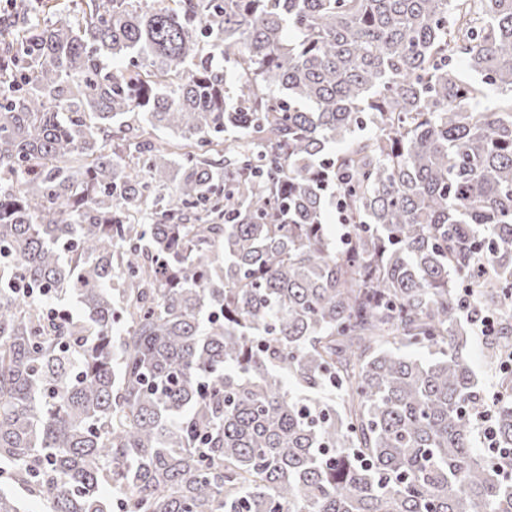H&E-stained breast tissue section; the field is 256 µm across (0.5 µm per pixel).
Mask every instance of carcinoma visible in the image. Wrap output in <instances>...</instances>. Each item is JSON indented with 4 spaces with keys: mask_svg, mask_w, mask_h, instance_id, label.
<instances>
[{
    "mask_svg": "<svg viewBox=\"0 0 512 512\" xmlns=\"http://www.w3.org/2000/svg\"><path fill=\"white\" fill-rule=\"evenodd\" d=\"M476 314L511 354L512 0L0 11V476L49 512H512ZM472 342L469 350V359L473 370L477 374L479 381L485 391H495L497 385V375L493 367L487 365L484 361V345L485 343L479 340L476 336H471Z\"/></svg>",
    "mask_w": 512,
    "mask_h": 512,
    "instance_id": "obj_1",
    "label": "carcinoma"
}]
</instances>
